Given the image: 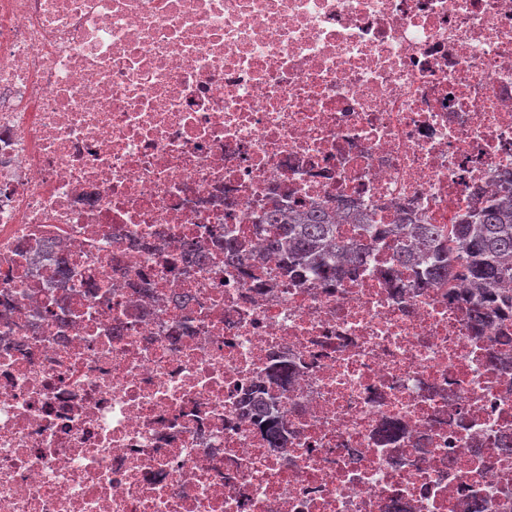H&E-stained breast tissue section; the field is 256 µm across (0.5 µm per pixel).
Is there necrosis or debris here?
Instances as JSON below:
<instances>
[{"instance_id": "obj_1", "label": "necrosis or debris", "mask_w": 512, "mask_h": 512, "mask_svg": "<svg viewBox=\"0 0 512 512\" xmlns=\"http://www.w3.org/2000/svg\"><path fill=\"white\" fill-rule=\"evenodd\" d=\"M507 194L512 0H0V512H512V333L374 237ZM268 221L281 225V230L267 242V249L279 257L286 273L298 279L305 274L323 285L336 283L343 272L336 260L338 255L350 266L362 260L364 249L338 239L334 217L325 207L275 211ZM260 416L262 421H265L262 427L264 428V434L268 442L273 448L283 447L285 437L283 435V422L280 416L270 413L268 409L263 411Z\"/></svg>"}]
</instances>
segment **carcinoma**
<instances>
[{
    "mask_svg": "<svg viewBox=\"0 0 512 512\" xmlns=\"http://www.w3.org/2000/svg\"><path fill=\"white\" fill-rule=\"evenodd\" d=\"M281 225L280 233L267 242L285 272L300 279L314 276L323 285L336 282L342 274L336 257L355 266L361 262L363 248L343 242L336 236V224L325 207L275 211L268 216ZM413 242L400 249L397 264L389 275L399 278L401 271L413 272L417 288L439 281L467 286L461 299L471 332L482 335L485 323L496 319L503 326L512 320V295L500 285L512 282V202L485 201L469 218L445 228L439 224H412ZM264 434L274 448L284 445L280 416L267 410L261 414Z\"/></svg>",
    "mask_w": 512,
    "mask_h": 512,
    "instance_id": "carcinoma-1",
    "label": "carcinoma"
}]
</instances>
